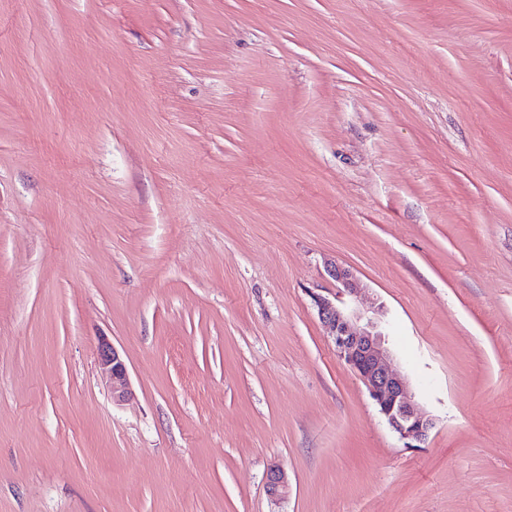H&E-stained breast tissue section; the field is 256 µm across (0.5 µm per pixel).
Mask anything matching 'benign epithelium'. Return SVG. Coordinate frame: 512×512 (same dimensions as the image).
Masks as SVG:
<instances>
[{
    "label": "benign epithelium",
    "mask_w": 512,
    "mask_h": 512,
    "mask_svg": "<svg viewBox=\"0 0 512 512\" xmlns=\"http://www.w3.org/2000/svg\"><path fill=\"white\" fill-rule=\"evenodd\" d=\"M328 273L344 291L355 294L350 270L330 264ZM318 316L333 340L337 356L356 374L388 426L400 439L423 444L435 428L434 418L416 401L407 379L392 369V352L381 329V310L348 307L341 297H314ZM96 361L102 379L110 389L112 402L121 404L132 396L129 370L121 352L105 337L98 341ZM267 495L277 503L288 496L286 470L270 466L265 473Z\"/></svg>",
    "instance_id": "1"
}]
</instances>
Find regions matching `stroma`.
Listing matches in <instances>:
<instances>
[{
  "mask_svg": "<svg viewBox=\"0 0 512 512\" xmlns=\"http://www.w3.org/2000/svg\"><path fill=\"white\" fill-rule=\"evenodd\" d=\"M0 512H512V0H0ZM314 303L332 338L337 356L356 374L388 426L410 446L426 442L434 418L416 401L407 379L392 369V352L381 329L380 308L348 307L336 296H316ZM413 442L417 444H412ZM96 361L112 401L122 404L132 396L129 370L121 352L105 337L98 341ZM264 483L271 501L277 503L288 496L290 487L288 474L280 465H272L266 470Z\"/></svg>",
  "mask_w": 512,
  "mask_h": 512,
  "instance_id": "35a3bbf8",
  "label": "stroma"
}]
</instances>
